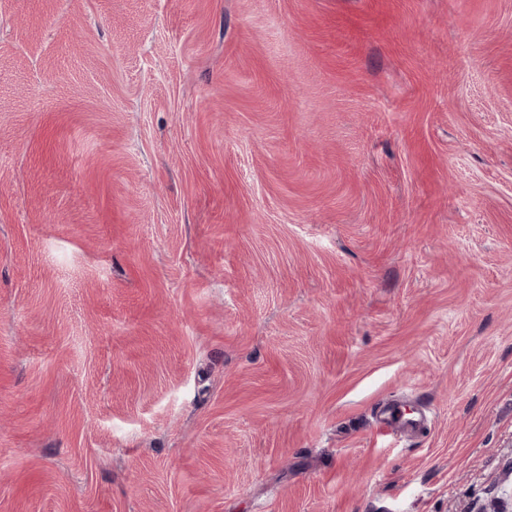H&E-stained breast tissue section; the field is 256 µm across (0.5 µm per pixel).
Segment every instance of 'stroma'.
<instances>
[{"label":"stroma","mask_w":512,"mask_h":512,"mask_svg":"<svg viewBox=\"0 0 512 512\" xmlns=\"http://www.w3.org/2000/svg\"><path fill=\"white\" fill-rule=\"evenodd\" d=\"M0 512H512V0H0ZM380 431L386 435L398 434L399 432H417L422 429L419 417H406L397 407L390 406L386 414L379 420Z\"/></svg>","instance_id":"35a3bbf8"}]
</instances>
